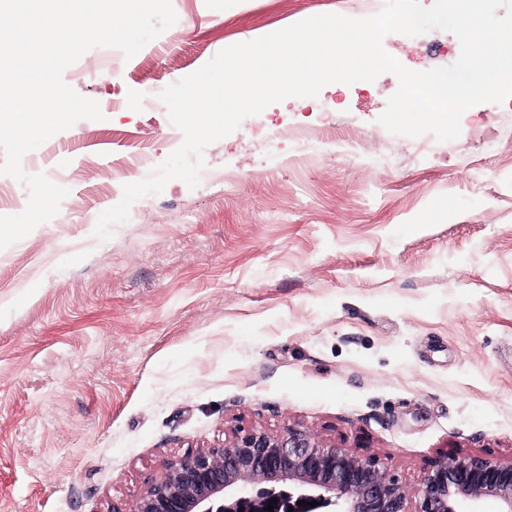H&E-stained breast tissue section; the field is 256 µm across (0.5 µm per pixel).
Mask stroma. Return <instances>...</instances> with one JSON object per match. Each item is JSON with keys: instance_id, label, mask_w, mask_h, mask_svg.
I'll return each instance as SVG.
<instances>
[{"instance_id": "stroma-1", "label": "stroma", "mask_w": 512, "mask_h": 512, "mask_svg": "<svg viewBox=\"0 0 512 512\" xmlns=\"http://www.w3.org/2000/svg\"><path fill=\"white\" fill-rule=\"evenodd\" d=\"M383 2L172 0L176 23L114 75L97 48L65 70L104 118L51 137L46 176L69 194L0 250V512L125 507L242 429L297 425L377 458L413 506L443 456L512 460L511 111L480 103L457 139H415L379 122L394 74L329 84L318 98L356 156L288 144L271 160V119L319 121L318 98L292 97L207 147L231 189L171 180L93 236L134 153L174 150L168 85L230 45ZM383 47L412 71L461 50L439 29Z\"/></svg>"}]
</instances>
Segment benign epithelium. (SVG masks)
Returning <instances> with one entry per match:
<instances>
[{
    "label": "benign epithelium",
    "mask_w": 512,
    "mask_h": 512,
    "mask_svg": "<svg viewBox=\"0 0 512 512\" xmlns=\"http://www.w3.org/2000/svg\"><path fill=\"white\" fill-rule=\"evenodd\" d=\"M310 482L333 496L338 512H410L399 479L374 458H360L306 430H242L228 445L189 450L163 476L112 512H268L269 501L242 495L254 482ZM492 495L512 512V461L477 456L435 462L418 489L415 512H460L464 500Z\"/></svg>",
    "instance_id": "7a95c632"
}]
</instances>
